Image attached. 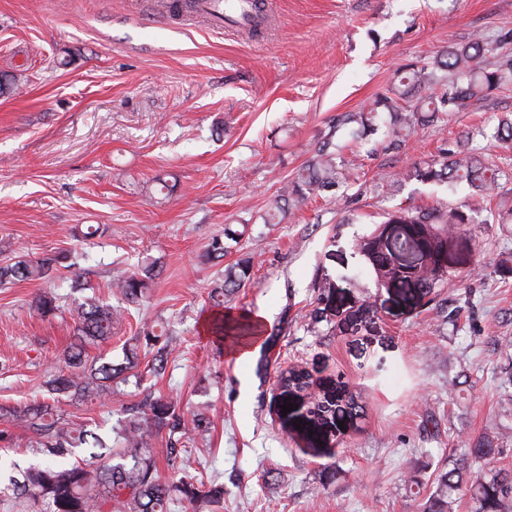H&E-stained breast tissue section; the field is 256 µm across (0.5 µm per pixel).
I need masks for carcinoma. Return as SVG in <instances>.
Masks as SVG:
<instances>
[{
	"label": "carcinoma",
	"instance_id": "obj_1",
	"mask_svg": "<svg viewBox=\"0 0 512 512\" xmlns=\"http://www.w3.org/2000/svg\"><path fill=\"white\" fill-rule=\"evenodd\" d=\"M508 37L492 40L481 32L466 42L448 48L417 65L407 63L395 69L388 88L357 112L333 117L320 136L312 156L296 176L285 183L262 216L265 224H280L286 213L310 197L333 202L337 190L347 180L345 170L353 165L339 152L338 132L348 131L356 141H367L384 131L390 149L402 143L421 126L443 122L448 113L458 112L472 101H483L512 78V54L503 51ZM512 180V169L485 162L474 149L463 144L442 150L439 159L414 163L401 172L400 181L454 185L464 183L474 200L469 211L442 210L438 207H397L385 214L387 224H414L427 246L426 261L414 273L415 283L424 294L437 293L453 281L448 266L441 263L448 230L471 221V212L484 208V202L499 188L501 180ZM497 224L512 223V205L504 208V195L489 208ZM245 231L227 224L224 237L215 236L207 246L210 260L224 258V240L238 241ZM65 256L50 255L38 260H18L0 265V284L41 280L50 284L36 299V309L52 314L65 309L73 321L76 341L58 359L59 373L46 386L48 400L26 408L0 406V421L23 424L33 433L36 448L55 460L68 459L75 448L90 449V459L68 463L61 468L31 466L11 483L18 496L29 495L50 507V512H169L173 494L195 509L207 510L222 503L224 487L207 484L183 471L172 484L160 481L157 462L149 451L153 437L162 430L169 434L188 430L202 435L208 431L204 417L189 416L172 398H146L127 408L128 417L117 438L104 437L86 423L64 418L60 404L88 401L121 392L130 377H139L138 350L152 355L146 372L159 374L168 362L165 327H149L127 349L125 361L114 363L105 357L90 360L85 347L108 339L112 325L122 318V310L96 297L67 305L59 289L65 277L60 266ZM252 267L244 260L224 269V280L210 292L214 305H224L222 296L250 281ZM155 279L154 268L124 276L113 283L126 301L137 303L147 294ZM279 381L287 389L303 390L309 385L305 371L289 369ZM495 453L492 442L479 441L467 449L450 469L435 477V487L422 503L423 512H453L456 494H469L474 512H512V474L495 470L476 480H468L469 464L486 460ZM118 462L111 463L112 459Z\"/></svg>",
	"mask_w": 512,
	"mask_h": 512
}]
</instances>
